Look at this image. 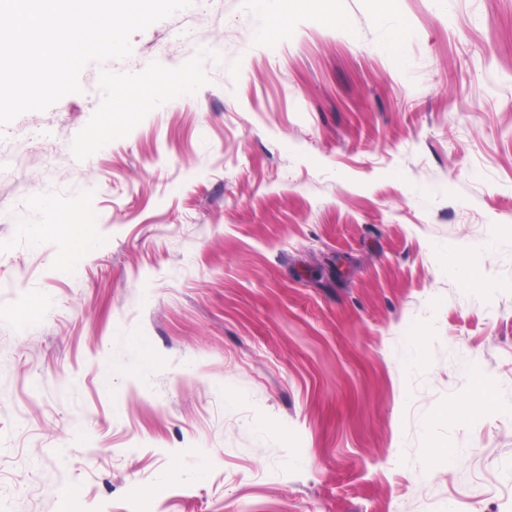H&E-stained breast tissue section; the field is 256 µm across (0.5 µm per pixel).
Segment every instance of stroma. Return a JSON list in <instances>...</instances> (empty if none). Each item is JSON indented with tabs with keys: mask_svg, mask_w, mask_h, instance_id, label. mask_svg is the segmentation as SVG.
I'll return each instance as SVG.
<instances>
[{
	"mask_svg": "<svg viewBox=\"0 0 512 512\" xmlns=\"http://www.w3.org/2000/svg\"><path fill=\"white\" fill-rule=\"evenodd\" d=\"M130 44L0 126V512H512V0H291L271 42L193 0ZM65 214L71 270L21 230Z\"/></svg>",
	"mask_w": 512,
	"mask_h": 512,
	"instance_id": "1",
	"label": "stroma"
}]
</instances>
